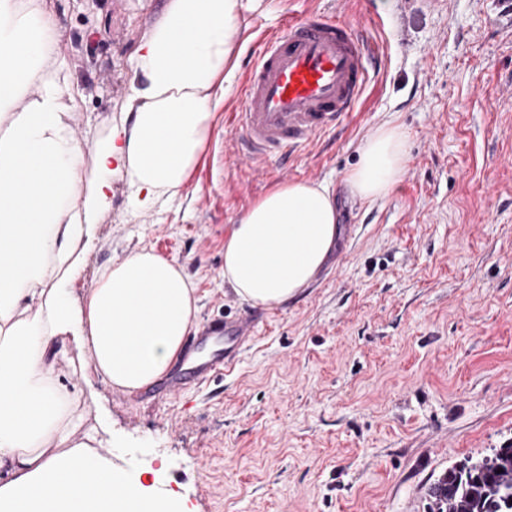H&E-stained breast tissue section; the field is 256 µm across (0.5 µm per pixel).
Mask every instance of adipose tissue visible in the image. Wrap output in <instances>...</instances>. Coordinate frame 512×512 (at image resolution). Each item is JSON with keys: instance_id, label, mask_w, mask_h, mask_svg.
I'll list each match as a JSON object with an SVG mask.
<instances>
[{"instance_id": "adipose-tissue-1", "label": "adipose tissue", "mask_w": 512, "mask_h": 512, "mask_svg": "<svg viewBox=\"0 0 512 512\" xmlns=\"http://www.w3.org/2000/svg\"><path fill=\"white\" fill-rule=\"evenodd\" d=\"M258 2L166 0L133 53L130 121L90 142L73 127L83 97L50 0H0V512H176L167 492L95 452L56 366L73 343L106 386L152 387L196 330L195 288L175 261L145 249L104 267L80 307L64 284L84 261L113 173L125 175L135 212L180 197L228 97L243 10ZM406 161V133L382 126L346 182L360 199H380ZM338 233L327 188L276 187L225 238L224 280L252 305L280 306L314 281Z\"/></svg>"}]
</instances>
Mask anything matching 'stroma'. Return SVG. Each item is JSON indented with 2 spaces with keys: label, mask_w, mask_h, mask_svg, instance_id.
Here are the masks:
<instances>
[{
  "label": "stroma",
  "mask_w": 512,
  "mask_h": 512,
  "mask_svg": "<svg viewBox=\"0 0 512 512\" xmlns=\"http://www.w3.org/2000/svg\"><path fill=\"white\" fill-rule=\"evenodd\" d=\"M162 4L53 0L84 95L79 136L120 118L130 58ZM318 11L368 38L379 62L342 129L255 171L226 115L266 37ZM246 20L250 39L182 196L135 215L113 174L70 299L146 248L182 267L199 320L251 311L221 275L224 238L289 182L334 194L338 246L314 282L268 309L232 372L140 401L90 379L83 427L127 474L163 461L149 483L178 512H427V488L449 465L512 443V6L261 0ZM388 123L408 137L407 164L369 203L344 178Z\"/></svg>",
  "instance_id": "stroma-1"
}]
</instances>
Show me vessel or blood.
Segmentation results:
<instances>
[{"mask_svg": "<svg viewBox=\"0 0 512 512\" xmlns=\"http://www.w3.org/2000/svg\"><path fill=\"white\" fill-rule=\"evenodd\" d=\"M376 56L351 28L324 14L284 20L247 69L236 124L242 160L259 167L336 127L362 97ZM263 320L259 311L208 320L183 352L188 371L172 376L166 393L229 371Z\"/></svg>", "mask_w": 512, "mask_h": 512, "instance_id": "b4317fda", "label": "vessel or blood"}]
</instances>
